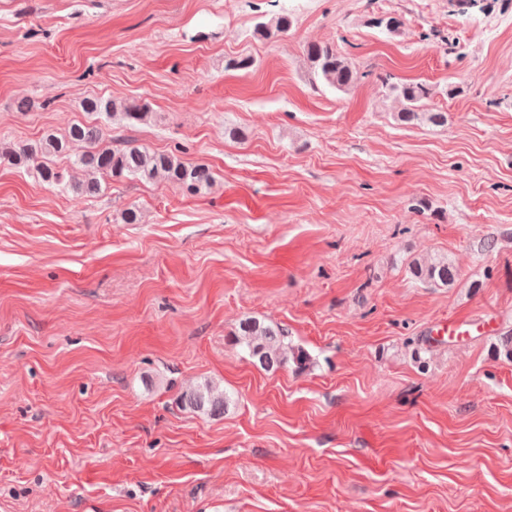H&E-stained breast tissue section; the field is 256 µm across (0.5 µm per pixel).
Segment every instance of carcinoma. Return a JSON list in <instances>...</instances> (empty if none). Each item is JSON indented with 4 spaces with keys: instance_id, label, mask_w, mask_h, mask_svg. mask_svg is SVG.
I'll use <instances>...</instances> for the list:
<instances>
[{
    "instance_id": "cac0c4a2",
    "label": "carcinoma",
    "mask_w": 512,
    "mask_h": 512,
    "mask_svg": "<svg viewBox=\"0 0 512 512\" xmlns=\"http://www.w3.org/2000/svg\"><path fill=\"white\" fill-rule=\"evenodd\" d=\"M292 20L286 13H278L259 21L254 33L265 39H281L288 35ZM308 63V78L313 85L322 84L337 91L354 87L365 74L359 72L353 63L329 42H309L303 47ZM255 64L249 56L224 59V70H249ZM381 89L400 100L402 108L396 113L398 122L414 125L426 121L433 126H443L447 116L427 108L433 97V86L414 80L393 81V77L381 78ZM83 111L111 119L120 116L133 125L145 121L152 113L146 99H125L117 101L104 97H88L82 102ZM104 130L98 124L79 123L73 125L62 137L52 134L44 136L35 144H10L0 142V163L32 169L38 178L49 186L69 183L68 172L43 161L52 155H62L71 145L83 143L86 150L78 155L73 164L84 173V179L71 185L76 194L96 197L102 192V180L106 178L132 177L140 181H155L163 178L182 186L190 194H200L212 187L213 176L203 164H187L174 153L155 152L133 144L112 149L101 145ZM406 272L412 280L431 288H446L457 277V270L446 256L430 260L413 259L406 264ZM236 344L243 347L251 359L266 370H275L293 360L302 369L306 366L307 355L301 349H290L285 343L283 329L263 325L256 320L244 321L235 332ZM181 402L194 411L207 415L225 413L231 402L224 390L206 383L181 396Z\"/></svg>"
}]
</instances>
